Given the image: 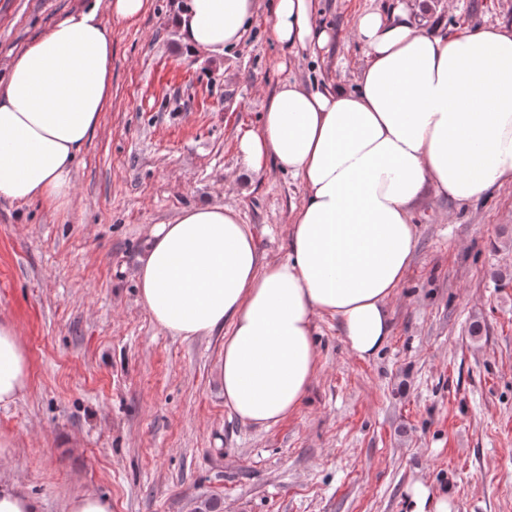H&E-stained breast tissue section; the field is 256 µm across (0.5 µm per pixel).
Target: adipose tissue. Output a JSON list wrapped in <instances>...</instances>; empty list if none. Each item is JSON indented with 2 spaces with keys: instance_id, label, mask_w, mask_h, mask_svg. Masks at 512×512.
<instances>
[{
  "instance_id": "1",
  "label": "adipose tissue",
  "mask_w": 512,
  "mask_h": 512,
  "mask_svg": "<svg viewBox=\"0 0 512 512\" xmlns=\"http://www.w3.org/2000/svg\"><path fill=\"white\" fill-rule=\"evenodd\" d=\"M147 0H94L16 53L0 79V198L66 210L73 166L111 92L103 14L136 20ZM261 0H184L183 44L220 57ZM357 87L281 84L237 153L255 177L279 163L305 200L286 258L262 256L235 207L184 209L155 225L137 271L155 323L185 339L226 329L218 377L242 423L272 427L294 413L315 375L317 317L339 319L359 357L387 343L386 302L416 248L412 206L425 191L458 202L512 183V27L434 35L407 0L360 12ZM268 38L283 54L323 49L332 33L314 0H274ZM21 333L0 321V406L27 390Z\"/></svg>"
}]
</instances>
